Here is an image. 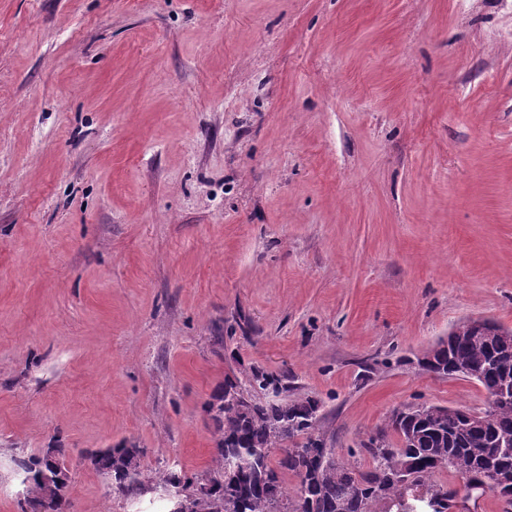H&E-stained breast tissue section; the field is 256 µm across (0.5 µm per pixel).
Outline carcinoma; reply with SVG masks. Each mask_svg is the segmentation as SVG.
<instances>
[{
    "instance_id": "carcinoma-1",
    "label": "carcinoma",
    "mask_w": 512,
    "mask_h": 512,
    "mask_svg": "<svg viewBox=\"0 0 512 512\" xmlns=\"http://www.w3.org/2000/svg\"><path fill=\"white\" fill-rule=\"evenodd\" d=\"M449 347L437 343L421 361L424 370L441 376L475 380L491 396L512 380V342L490 344L482 333L462 321L452 328ZM247 387L235 380L208 404L221 431L215 440L216 467L209 494L203 496L192 479L168 472L162 481L176 489L192 512H375L383 501L386 512H449L457 507L449 490L430 483L436 468H451L458 477L474 476L460 487L493 491L500 473L512 472V452L500 444L512 441V404L470 420L445 406L419 405L393 413L387 425L360 443L371 457L365 471L336 460L318 434L319 402L312 398L261 401L252 391H279V379L253 369ZM402 441L396 449L389 433ZM282 451L278 465L269 455ZM138 448H112L91 459L94 468L113 477L118 489L132 494L143 485ZM26 474L31 512H70L62 482L54 470L44 471L41 457L19 463ZM298 479L293 494L285 491L279 470Z\"/></svg>"
}]
</instances>
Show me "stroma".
Returning a JSON list of instances; mask_svg holds the SVG:
<instances>
[{
	"label": "stroma",
	"mask_w": 512,
	"mask_h": 512,
	"mask_svg": "<svg viewBox=\"0 0 512 512\" xmlns=\"http://www.w3.org/2000/svg\"><path fill=\"white\" fill-rule=\"evenodd\" d=\"M470 318L512 329V0H0V512L47 448L70 512H168L254 368L367 469L487 407L419 365ZM139 455V448H112L92 457L91 463L98 472L113 477L119 490L132 494L143 485Z\"/></svg>",
	"instance_id": "35a3bbf8"
}]
</instances>
